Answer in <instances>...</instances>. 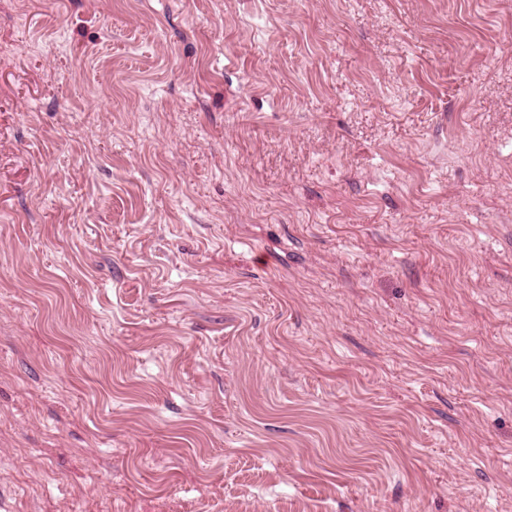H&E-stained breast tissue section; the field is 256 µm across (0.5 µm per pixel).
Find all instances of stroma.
Returning a JSON list of instances; mask_svg holds the SVG:
<instances>
[{"instance_id":"stroma-1","label":"stroma","mask_w":512,"mask_h":512,"mask_svg":"<svg viewBox=\"0 0 512 512\" xmlns=\"http://www.w3.org/2000/svg\"><path fill=\"white\" fill-rule=\"evenodd\" d=\"M0 512H512V0H0Z\"/></svg>"}]
</instances>
